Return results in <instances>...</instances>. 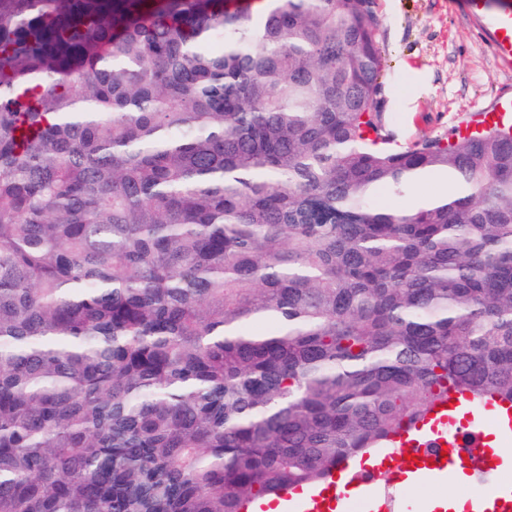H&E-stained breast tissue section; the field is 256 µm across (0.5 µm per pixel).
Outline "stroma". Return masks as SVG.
<instances>
[{
  "instance_id": "stroma-1",
  "label": "stroma",
  "mask_w": 512,
  "mask_h": 512,
  "mask_svg": "<svg viewBox=\"0 0 512 512\" xmlns=\"http://www.w3.org/2000/svg\"><path fill=\"white\" fill-rule=\"evenodd\" d=\"M387 85L389 131L407 144L477 119L512 94V68L498 64L463 0H375Z\"/></svg>"
}]
</instances>
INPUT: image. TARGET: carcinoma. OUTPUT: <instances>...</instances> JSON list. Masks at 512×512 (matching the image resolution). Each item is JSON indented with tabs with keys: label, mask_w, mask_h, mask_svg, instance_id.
<instances>
[{
	"label": "carcinoma",
	"mask_w": 512,
	"mask_h": 512,
	"mask_svg": "<svg viewBox=\"0 0 512 512\" xmlns=\"http://www.w3.org/2000/svg\"><path fill=\"white\" fill-rule=\"evenodd\" d=\"M380 29L0 0V512H246L512 403V126L393 147ZM447 187V177L445 176H434L423 182L415 192L409 197H402L396 201L395 204L401 207H407L421 200L424 195L435 194L439 191H444Z\"/></svg>",
	"instance_id": "1"
}]
</instances>
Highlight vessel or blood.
<instances>
[{
  "mask_svg": "<svg viewBox=\"0 0 512 512\" xmlns=\"http://www.w3.org/2000/svg\"><path fill=\"white\" fill-rule=\"evenodd\" d=\"M496 45V56L503 63H512V14L488 19ZM464 409L459 395L449 394L438 401L427 416L423 429L404 431L391 440L390 453L376 457L369 464L341 465L323 489L307 493L301 489L284 492L273 504L254 502L251 512H267L268 507L281 512H335L344 500L342 484L359 488L361 498L354 503V512H413L412 506L401 505L388 487L377 483L379 474H386L390 484L397 483L399 472L418 478L452 477L463 464L464 449H472L483 461L478 478V500L481 512H512V487L501 484L492 452L486 447L482 431L468 428L457 421Z\"/></svg>",
  "mask_w": 512,
  "mask_h": 512,
  "instance_id": "1",
  "label": "vessel or blood"
}]
</instances>
